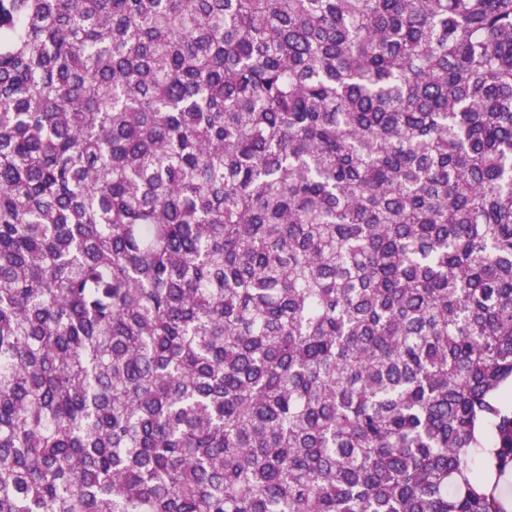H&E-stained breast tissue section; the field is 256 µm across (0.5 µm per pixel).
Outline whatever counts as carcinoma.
Listing matches in <instances>:
<instances>
[{
    "label": "carcinoma",
    "mask_w": 512,
    "mask_h": 512,
    "mask_svg": "<svg viewBox=\"0 0 512 512\" xmlns=\"http://www.w3.org/2000/svg\"><path fill=\"white\" fill-rule=\"evenodd\" d=\"M512 0H0V512H512Z\"/></svg>",
    "instance_id": "obj_1"
}]
</instances>
